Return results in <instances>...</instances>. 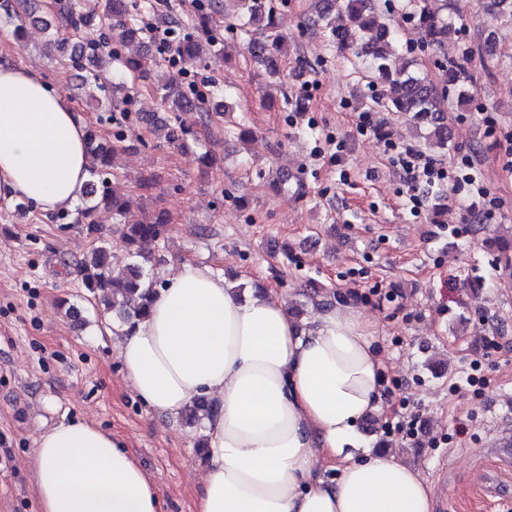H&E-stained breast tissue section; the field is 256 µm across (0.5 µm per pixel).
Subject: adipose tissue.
I'll return each instance as SVG.
<instances>
[{"instance_id": "1", "label": "adipose tissue", "mask_w": 512, "mask_h": 512, "mask_svg": "<svg viewBox=\"0 0 512 512\" xmlns=\"http://www.w3.org/2000/svg\"><path fill=\"white\" fill-rule=\"evenodd\" d=\"M85 115L33 66L0 64V204L71 211L87 181ZM132 389L155 413L195 400L208 462L195 512H433L418 472L362 445L380 402L382 359L354 308L292 320L273 293L240 296L211 267L166 275L150 311L118 339ZM38 512H165L123 441L81 419L33 452ZM214 404L205 398L198 399L190 408L181 413V419L192 427H204L205 420L215 413Z\"/></svg>"}]
</instances>
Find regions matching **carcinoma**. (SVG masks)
Segmentation results:
<instances>
[{
  "mask_svg": "<svg viewBox=\"0 0 512 512\" xmlns=\"http://www.w3.org/2000/svg\"><path fill=\"white\" fill-rule=\"evenodd\" d=\"M241 2L246 24H257L265 30V40L257 47L255 56L263 65L269 61L271 51H279L287 45L288 37L274 19L273 9L266 0ZM404 8L415 23L424 48L441 45L453 28L451 20L431 11L428 0H406ZM137 9V0H64L55 11L44 10L38 0H0V19L13 23L15 36L20 39L27 21L35 13H42L44 29L50 31L49 46L60 53L68 46H74L68 59L78 86L85 91H97L99 96L95 101L105 112L112 111L117 90L97 85L99 64L116 63L125 74L144 80L149 77L144 57L123 55L118 48L136 42L147 51L153 47L159 54L169 53V66L162 71L153 92L159 109L172 113L159 129L166 132L168 142L183 145L193 130L185 124L182 115L207 110L210 93L193 86L185 88L179 69L202 64L218 48V41L208 35L212 11L217 9V3L205 5L193 18L192 27L203 32L196 38L181 36L183 24L176 17L164 18L160 27L143 25L136 18ZM342 9L348 18L345 28L326 25L327 16L322 11L315 24L328 30L330 40L354 49L364 68L388 84L389 101L396 111L429 125V137L435 139V144L447 146L448 133L443 119L444 112L448 111L449 95H454L460 103L472 99L468 73L461 63L469 55L468 49H462L459 61L439 65L440 81L434 83L420 71L417 59L405 67H393L397 43L392 31L379 23L375 0H343ZM87 150L91 160L87 202L74 216L57 215L55 219H68L72 224L85 226L91 249L77 263L82 286L98 307L115 314L120 325L130 326L147 314L154 293V289L144 287L145 283L152 282L144 266L150 261L144 250L165 238L170 217L166 211L158 210L147 220L125 222L120 244L131 257V263L114 270L109 261L112 243L104 236L96 214L102 209L109 210L118 219L129 211L130 201L125 195L108 187L112 165L127 147L112 145L91 127ZM215 411L212 402L201 398L181 413V419L189 426L201 428Z\"/></svg>",
  "mask_w": 512,
  "mask_h": 512,
  "instance_id": "carcinoma-1",
  "label": "carcinoma"
}]
</instances>
